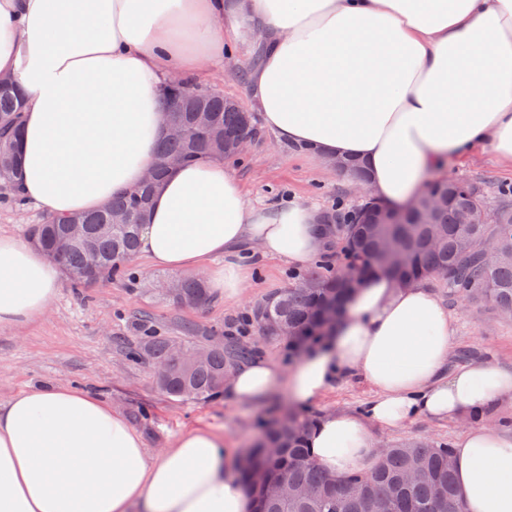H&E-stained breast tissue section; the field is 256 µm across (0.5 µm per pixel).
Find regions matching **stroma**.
<instances>
[{"label": "stroma", "mask_w": 512, "mask_h": 512, "mask_svg": "<svg viewBox=\"0 0 512 512\" xmlns=\"http://www.w3.org/2000/svg\"><path fill=\"white\" fill-rule=\"evenodd\" d=\"M251 48L247 40L231 47L232 57L223 68L207 76L205 83L223 89L226 97L249 107L246 79L238 59ZM232 173L245 187L251 203L275 204L296 197L319 212L357 206L348 178L328 161L303 156L280 144L268 131H258L245 155L228 159ZM442 174L448 178H473L494 184L508 180L496 156L474 150L464 159L451 158ZM295 265L268 259L255 265L251 286L241 301L225 302L213 295L201 308L175 304L166 294L182 274L155 268L144 260L131 262L127 276L77 288L62 279L49 311L30 322L0 327V404L20 391L35 387L70 386L109 402L139 433L148 455L171 447L187 430L211 427L224 434V452L239 459L258 436L264 423L293 413L318 418L328 412L363 414L372 389L353 375L337 377L327 394L308 406L295 404L285 383L259 401L223 396L203 403L178 401L159 392L149 364L128 360L122 340L131 339L137 323L158 334L180 336L185 324H195L207 336L224 335L250 315L253 306L281 292L291 283ZM455 321L449 369L481 361L512 372V321H505L480 299L466 302L438 289ZM466 421L457 416H419L395 430L370 424L372 437L398 445L417 439L455 442Z\"/></svg>", "instance_id": "1"}]
</instances>
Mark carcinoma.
Here are the masks:
<instances>
[{
  "mask_svg": "<svg viewBox=\"0 0 512 512\" xmlns=\"http://www.w3.org/2000/svg\"><path fill=\"white\" fill-rule=\"evenodd\" d=\"M180 96V111L174 117L187 128L185 137H163L160 157L175 155L187 163L202 158H224V138L211 137L197 127L200 113L211 117L221 130L235 134L254 132L251 116L243 109L224 107V93L198 88L191 83L174 90ZM20 92L17 87L0 89V182H16L22 170L17 141ZM156 183L141 186L140 196L126 195L104 208L81 214L48 217L27 229L31 242L48 257L56 258L58 243L68 247L58 259L66 274L85 287L121 273L136 254L145 214ZM440 201L435 223L422 224L419 210L426 207L421 197L405 208L400 222L383 224L386 205L369 200L352 212L327 217L323 223L336 224L341 233L336 243L350 265L362 273H381L400 284L431 281L448 290L449 296L480 297L491 303L503 319L512 318V190H495L477 179L435 180ZM489 209L492 224H463L462 212ZM131 217L127 224L112 223V213ZM494 239L502 259L485 264L480 244ZM353 292L337 277V268L322 264L305 271L292 286L256 304L247 325L267 339H284L288 356L300 355L326 334V313L338 312ZM172 300L194 307L210 300V291L199 278L174 283ZM177 347L209 349L205 361L191 367L173 360ZM134 361L167 366L166 374L155 380L166 395L207 402L224 393V379L238 360L251 357L256 349L240 344L230 335L227 343L212 347L190 334L160 336L143 329L125 346ZM314 421L294 414L265 426L262 437L248 449L241 461V476L252 486V472L259 467L275 481H285L294 494L287 499H267L253 492L256 512H465L455 482L452 448L445 442L412 441L389 447L373 468L362 474L332 477L318 465L307 447Z\"/></svg>",
  "mask_w": 512,
  "mask_h": 512,
  "instance_id": "cac0c4a2",
  "label": "carcinoma"
}]
</instances>
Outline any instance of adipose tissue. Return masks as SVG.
<instances>
[{"mask_svg":"<svg viewBox=\"0 0 512 512\" xmlns=\"http://www.w3.org/2000/svg\"><path fill=\"white\" fill-rule=\"evenodd\" d=\"M259 40L246 79L252 109L277 140L362 162L368 188L411 200L451 156L486 148L512 170V0H0V74L23 92L20 192L44 212L98 209L143 179L164 136L161 88L206 76L240 32ZM319 214L299 200L247 201L222 161L171 171L155 193L137 253L151 266L208 272L225 298L251 280L244 256L305 263L328 256ZM223 257V267L210 263ZM58 264L0 235V326L43 315ZM455 325L420 283L370 274L324 341L290 376L294 400L319 401L343 373L375 391L367 418L328 413L308 446L328 473L376 461L367 430L418 415L463 416L453 448L466 512H512V436L487 424L512 373L485 363L448 371ZM280 369L230 370L226 392L265 397ZM224 435L182 433L148 457L127 419L69 387L30 389L0 406V512H254Z\"/></svg>","mask_w":512,"mask_h":512,"instance_id":"1","label":"adipose tissue"}]
</instances>
